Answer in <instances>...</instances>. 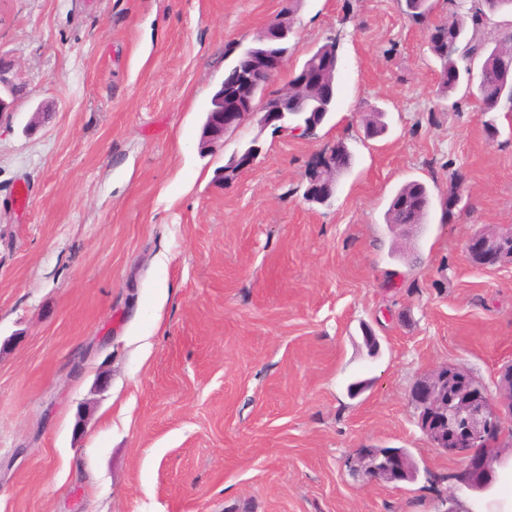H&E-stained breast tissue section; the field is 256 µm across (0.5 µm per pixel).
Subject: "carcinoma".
Wrapping results in <instances>:
<instances>
[{
  "instance_id": "1",
  "label": "carcinoma",
  "mask_w": 512,
  "mask_h": 512,
  "mask_svg": "<svg viewBox=\"0 0 512 512\" xmlns=\"http://www.w3.org/2000/svg\"><path fill=\"white\" fill-rule=\"evenodd\" d=\"M512 10V0H471L467 14L473 26L480 24L485 11ZM430 51L440 64L439 95L446 98L458 89H464L467 97L477 100L483 112L501 111L495 105L499 89L512 86V65L498 64L503 42H482L466 34L465 16L450 22L427 27ZM304 71L294 72L288 80V97L292 102L288 126L300 127L308 133L319 124L324 125L334 112L339 87L336 74H327L331 92L326 98L312 96L308 86L302 83ZM363 128L370 136H380L386 130L383 112L374 110L363 118ZM336 149V174L346 171L352 161L348 147L338 142ZM429 193L423 184L412 181L402 186L389 205L386 220L389 224H420L428 210Z\"/></svg>"
}]
</instances>
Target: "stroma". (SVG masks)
Masks as SVG:
<instances>
[{"instance_id": "obj_1", "label": "stroma", "mask_w": 512, "mask_h": 512, "mask_svg": "<svg viewBox=\"0 0 512 512\" xmlns=\"http://www.w3.org/2000/svg\"><path fill=\"white\" fill-rule=\"evenodd\" d=\"M457 3L422 24L402 0H298L285 69L337 37L330 120L205 150L226 66L282 0H0V512H469L410 398L447 364L493 394L512 364V263L465 251L512 229V115L491 139L438 93L427 26ZM340 141L335 196L306 201ZM456 173L469 207L444 224ZM413 180L424 222L387 224ZM361 448L408 449L417 479L361 482ZM259 138H255L253 143L249 146V148L242 154H239V151H236L232 157L230 163L224 166V178H231L236 172L240 170H244V168L249 167L254 160L257 158L259 153ZM241 166L237 168L240 164Z\"/></svg>"}]
</instances>
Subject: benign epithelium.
Returning <instances> with one entry per match:
<instances>
[{
	"label": "benign epithelium",
	"mask_w": 512,
	"mask_h": 512,
	"mask_svg": "<svg viewBox=\"0 0 512 512\" xmlns=\"http://www.w3.org/2000/svg\"><path fill=\"white\" fill-rule=\"evenodd\" d=\"M290 32L281 24L264 29L259 36L262 45L259 63L238 70L248 84V94L213 101L210 109L218 116L203 131V144L211 146L224 141L248 118H258L260 131L268 128L286 133L288 90L277 89L276 80L284 70L288 56L286 43ZM259 153L253 141L242 154L234 153L224 166V178L250 166ZM512 238L487 228L466 242L468 255L506 256L507 241ZM419 410L418 425L430 445L463 460L465 467L460 482L473 490H483L491 482L488 468L497 455V445L505 431L503 412L512 414V374L498 382V395L474 387L462 367L442 366L419 380L411 393ZM418 469L411 454L402 448L378 452L361 448L352 461V474L367 484L413 481Z\"/></svg>",
	"instance_id": "benign-epithelium-1"
}]
</instances>
